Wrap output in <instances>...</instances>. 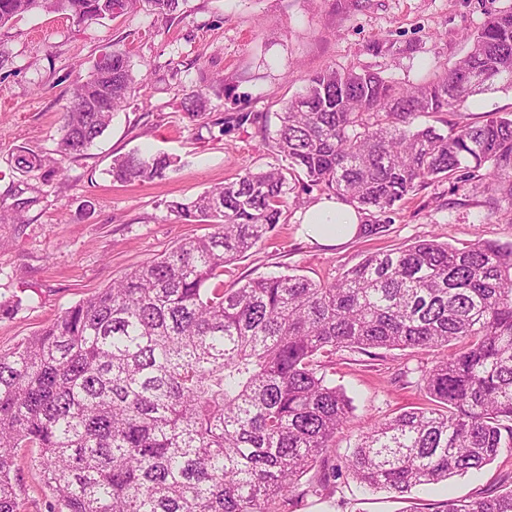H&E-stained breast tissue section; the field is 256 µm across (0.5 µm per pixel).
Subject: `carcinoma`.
I'll return each mask as SVG.
<instances>
[{"label": "carcinoma", "mask_w": 512, "mask_h": 512, "mask_svg": "<svg viewBox=\"0 0 512 512\" xmlns=\"http://www.w3.org/2000/svg\"><path fill=\"white\" fill-rule=\"evenodd\" d=\"M173 12L179 0H124ZM114 0H0V27L38 9L98 20ZM468 52L429 81L328 70L284 102L264 146L288 166L245 168L170 211L214 232L190 238L63 311L0 353V512H18L23 450L53 512H279L325 460L350 400L322 372L343 348L443 352L425 402L371 425L346 459L360 483L404 496L512 454V245L436 239L372 253L338 278L278 275L224 287V265L280 223L289 178L379 216L435 181L487 182L512 199V119L463 122L469 98L512 88V8L466 36ZM114 52L73 88L55 156L15 167L44 180L100 137L135 92ZM202 89L186 94L206 119ZM446 120L447 132L421 118ZM166 153L115 157L122 184L177 170ZM440 512H512V489Z\"/></svg>", "instance_id": "1"}]
</instances>
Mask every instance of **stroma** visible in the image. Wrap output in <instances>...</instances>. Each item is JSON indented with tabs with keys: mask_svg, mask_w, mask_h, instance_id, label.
Instances as JSON below:
<instances>
[{
	"mask_svg": "<svg viewBox=\"0 0 512 512\" xmlns=\"http://www.w3.org/2000/svg\"><path fill=\"white\" fill-rule=\"evenodd\" d=\"M512 0H182L177 11L137 9L114 19L80 21L36 11L0 28V206L23 205L26 221L0 224V352L11 351L67 308L119 280L185 239L210 233L167 207L233 180L242 169L276 164L262 146L282 101L324 70H370L415 85L450 68L477 31ZM125 52L138 83L104 134L66 163L64 178L43 181L20 173L18 147L55 149L72 89L113 50ZM204 89V124L189 122L180 103ZM236 112L255 125L225 130ZM180 158L162 180L113 182L115 156L133 150ZM302 206L245 257L225 266L224 283L270 275L313 280L340 276L370 252L437 239L461 248L483 239L512 243V201L485 188L456 190L434 182L398 203L382 230L336 247L302 235L304 206L326 191L293 181ZM437 355L381 350L370 356L340 350L324 371L351 401L347 423L327 461L300 481L290 512H437L512 488V455L482 469L427 485L397 499L360 486L345 467L365 427L421 403V378ZM21 512H49L50 490L30 459L16 474ZM324 484L323 494L311 488Z\"/></svg>",
	"mask_w": 512,
	"mask_h": 512,
	"instance_id": "stroma-1",
	"label": "stroma"
}]
</instances>
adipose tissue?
<instances>
[{
    "label": "adipose tissue",
    "mask_w": 512,
    "mask_h": 512,
    "mask_svg": "<svg viewBox=\"0 0 512 512\" xmlns=\"http://www.w3.org/2000/svg\"><path fill=\"white\" fill-rule=\"evenodd\" d=\"M303 230L311 242L332 247L358 233L359 216L346 203L327 200L306 211Z\"/></svg>",
    "instance_id": "adipose-tissue-1"
}]
</instances>
